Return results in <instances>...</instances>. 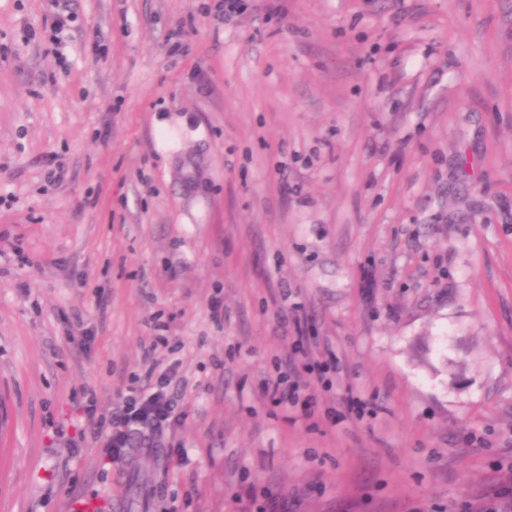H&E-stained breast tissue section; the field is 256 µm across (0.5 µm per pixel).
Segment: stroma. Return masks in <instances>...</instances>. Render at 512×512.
Returning <instances> with one entry per match:
<instances>
[{
    "label": "stroma",
    "instance_id": "35a3bbf8",
    "mask_svg": "<svg viewBox=\"0 0 512 512\" xmlns=\"http://www.w3.org/2000/svg\"><path fill=\"white\" fill-rule=\"evenodd\" d=\"M217 2L72 0L59 55L52 0H0V512H488L512 0ZM295 313L339 373L290 419ZM172 363L162 447L86 438ZM300 385L296 380H290V375H281L276 380L272 381L271 390L272 396L277 397L279 403L285 405V410L293 409L300 401Z\"/></svg>",
    "mask_w": 512,
    "mask_h": 512
}]
</instances>
